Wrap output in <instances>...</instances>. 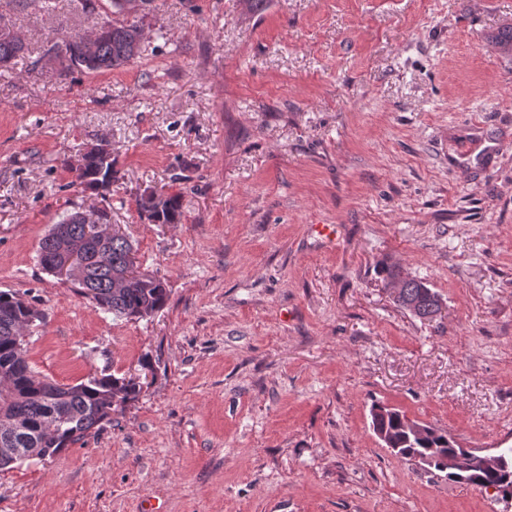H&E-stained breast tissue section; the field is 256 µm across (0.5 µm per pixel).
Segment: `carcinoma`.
<instances>
[{"label": "carcinoma", "mask_w": 512, "mask_h": 512, "mask_svg": "<svg viewBox=\"0 0 512 512\" xmlns=\"http://www.w3.org/2000/svg\"><path fill=\"white\" fill-rule=\"evenodd\" d=\"M114 18L98 41L95 57L83 56L79 36L60 38L53 48L65 52L68 67L101 72L124 66L142 54L145 31L140 20L120 19L124 15L121 0H109ZM25 50L17 39L0 40V67H5ZM75 171L79 182L91 191H103L116 174L110 153L85 152L79 155ZM139 212L153 224H180L183 211L180 196H142L137 200ZM85 225L71 222L55 224L39 243V263L49 270L63 240H81ZM90 261L85 276L73 280L76 291L97 308L130 320L144 319L162 309L169 299L166 283L148 275L133 288H116L114 280L123 275L131 263L134 248L124 235L87 242ZM379 275L400 289V308L414 307L417 316L431 318L439 309L441 298L416 278L401 276L399 266L383 263ZM42 320L22 297L0 291V471L20 466L6 452L8 448H33L42 458H52L71 445L84 440L92 429L112 421V414L138 398L141 387L132 378L111 374L94 376L74 385H60L37 375L28 362L26 331L29 319ZM373 430L386 434L396 454L410 459L431 448L448 454L460 447L448 442V434L418 439L407 430V417L395 409H384L372 417ZM507 471L475 470L469 484L494 491L495 499L512 496V455L507 457Z\"/></svg>", "instance_id": "cac0c4a2"}]
</instances>
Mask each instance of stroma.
<instances>
[{
  "instance_id": "35a3bbf8",
  "label": "stroma",
  "mask_w": 512,
  "mask_h": 512,
  "mask_svg": "<svg viewBox=\"0 0 512 512\" xmlns=\"http://www.w3.org/2000/svg\"><path fill=\"white\" fill-rule=\"evenodd\" d=\"M8 19L27 49L0 68V290L44 315L35 371L141 393L0 472V512H505L394 455L370 410L512 447V52L494 42L512 0H155L141 58L96 73L47 55L97 21L82 0ZM103 140L102 195L64 162ZM148 188L180 196L181 223L139 213ZM91 206L165 280L152 317L40 266ZM385 260L445 314L397 307Z\"/></svg>"
}]
</instances>
